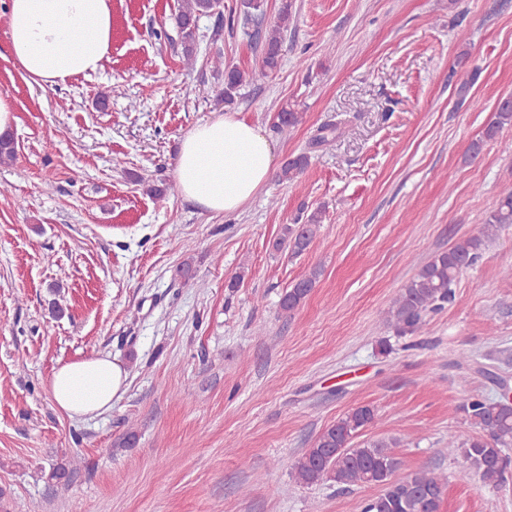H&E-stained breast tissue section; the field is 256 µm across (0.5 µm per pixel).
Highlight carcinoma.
I'll return each mask as SVG.
<instances>
[{
	"label": "carcinoma",
	"instance_id": "obj_1",
	"mask_svg": "<svg viewBox=\"0 0 512 512\" xmlns=\"http://www.w3.org/2000/svg\"><path fill=\"white\" fill-rule=\"evenodd\" d=\"M217 8V0H180L176 23L183 50L184 64L196 62L195 28L197 18ZM292 4L283 0L275 25L264 34L263 56L260 66L250 73L236 66L224 68V102L234 101L237 90L246 82L269 77L280 67L283 32L288 28ZM302 121V113L286 106L275 113V126L280 130L293 128ZM512 127V97L499 100L495 118L482 135L471 141L464 160L476 159L484 144L494 140L500 132ZM310 164L302 153L286 159L278 174L282 182L292 183ZM323 222V212L316 210L305 219H296L282 228L274 247L289 249L299 254L307 249ZM512 224V189L502 193L493 209L477 231L458 240L449 249L435 254L423 264L393 298L382 315V322L396 335L416 333L425 317L445 308L454 300L453 286L461 272L472 266L488 249L499 229ZM317 272L313 271L286 290L280 299V308L286 313L298 309L314 288ZM458 410L477 428L476 434L459 440L448 436V455L459 456L468 467L459 472L462 479L472 475L493 487L502 485L512 461L503 455V449L512 447V403L497 396L489 398L473 394ZM376 421V411L369 405L347 410L334 424L325 427L312 446L297 459L291 475L299 483L314 485L332 482L341 488L377 486L379 493L364 502L362 512H441L447 480L429 471H416L397 478L400 465L395 439L366 441L354 445L361 432Z\"/></svg>",
	"mask_w": 512,
	"mask_h": 512
}]
</instances>
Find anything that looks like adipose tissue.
Wrapping results in <instances>:
<instances>
[{"instance_id":"1","label":"adipose tissue","mask_w":512,"mask_h":512,"mask_svg":"<svg viewBox=\"0 0 512 512\" xmlns=\"http://www.w3.org/2000/svg\"><path fill=\"white\" fill-rule=\"evenodd\" d=\"M7 40L16 67L40 86L102 69L112 46V0H6ZM274 145L256 124L228 112L195 126L181 141L175 176L181 194L215 214L238 212L268 182ZM126 370L107 356L60 365L53 403L68 417L109 409Z\"/></svg>"}]
</instances>
